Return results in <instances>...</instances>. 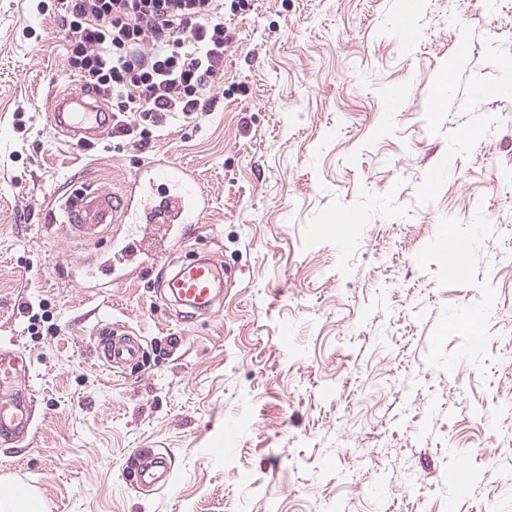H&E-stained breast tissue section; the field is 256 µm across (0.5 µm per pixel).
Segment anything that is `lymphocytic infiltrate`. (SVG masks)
<instances>
[{"label":"lymphocytic infiltrate","mask_w":512,"mask_h":512,"mask_svg":"<svg viewBox=\"0 0 512 512\" xmlns=\"http://www.w3.org/2000/svg\"><path fill=\"white\" fill-rule=\"evenodd\" d=\"M66 65L112 104V135L148 141L171 114L204 109L224 77L225 11L248 0H59Z\"/></svg>","instance_id":"obj_1"}]
</instances>
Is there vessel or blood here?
<instances>
[{"label":"vessel or blood","instance_id":"obj_1","mask_svg":"<svg viewBox=\"0 0 512 512\" xmlns=\"http://www.w3.org/2000/svg\"><path fill=\"white\" fill-rule=\"evenodd\" d=\"M43 110L49 125L71 138H102L112 131V114L103 106L91 105L88 95L76 91L48 98ZM207 210L206 195L198 178L188 170L170 164H144L130 192L118 194L109 187L75 191L65 202L62 216H50V224L69 225L74 233L94 237L102 229L125 219L138 223L147 214L159 229L170 226L199 227ZM226 278L221 257H196L175 268L159 283L160 290L172 295L186 312L209 314L219 298ZM101 358L111 367H122L140 356L138 337L110 336L99 344ZM32 393L29 366L25 355L11 347L0 346V440L9 442L23 436L31 422ZM168 459L161 453L140 455L132 474V483L146 486L164 480Z\"/></svg>","mask_w":512,"mask_h":512}]
</instances>
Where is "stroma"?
I'll return each instance as SVG.
<instances>
[{"label":"stroma","mask_w":512,"mask_h":512,"mask_svg":"<svg viewBox=\"0 0 512 512\" xmlns=\"http://www.w3.org/2000/svg\"><path fill=\"white\" fill-rule=\"evenodd\" d=\"M36 6L0 0V345L33 390L0 478L45 512H445L460 470L459 512H512V0H252L213 111L81 147L42 117L82 84L60 13ZM153 159L209 197L201 232L166 249L172 267L223 257L215 314L163 301L144 253L87 277L126 225L44 227L47 202L125 192ZM438 235L466 248L463 277L427 249ZM467 308L487 316L463 326ZM109 331L141 336L143 360L109 370ZM229 417L245 434L224 454ZM143 448L168 457L162 485L124 481Z\"/></svg>","instance_id":"35a3bbf8"}]
</instances>
